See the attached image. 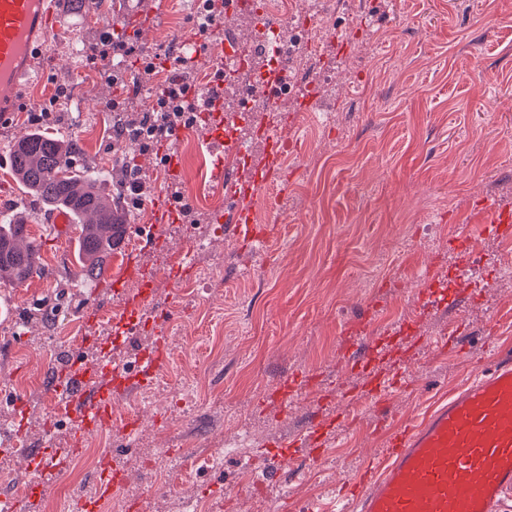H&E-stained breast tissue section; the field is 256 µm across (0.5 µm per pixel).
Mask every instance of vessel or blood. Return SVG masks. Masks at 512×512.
I'll use <instances>...</instances> for the list:
<instances>
[{
  "label": "vessel or blood",
  "mask_w": 512,
  "mask_h": 512,
  "mask_svg": "<svg viewBox=\"0 0 512 512\" xmlns=\"http://www.w3.org/2000/svg\"><path fill=\"white\" fill-rule=\"evenodd\" d=\"M56 8L57 0H0V119L16 111L36 63L46 55V34ZM231 19L245 21L249 33L226 41L222 70L201 94L197 128L215 157L211 180L224 190L220 220L248 240L255 204L267 197L271 188L283 136L267 125L259 136L246 139L229 141L221 132L250 111L255 96L277 106L287 100L282 78L290 56L284 48L269 55L264 43L254 36L258 30L279 33L283 26L280 18L258 7H245L243 0H224L215 25L223 27ZM259 145L264 155L251 179L230 177L224 169V152L248 158ZM142 231L140 250L127 255L115 284L134 275L149 280V267L142 256L156 249L164 232L158 224L145 225ZM148 300L143 293L126 298L122 316L126 333L137 331L138 315ZM175 315L170 306L153 305V350L137 352L129 364L103 359V378L80 368L84 346L80 340L70 347L67 360L49 373L51 393L66 396L67 410L80 427L73 432L68 448L46 447L28 454L27 464L36 476L38 490L52 489L67 459L81 451L84 433L111 424L112 379L130 371L140 383L157 376ZM352 332L347 341L352 362L359 365L373 392L383 395L385 388L373 370L379 350L370 336L368 320L357 322ZM378 455L379 474L356 483L350 499L337 502L338 512H502L506 501L512 499V351L499 352L448 401L436 405L417 423L392 433ZM116 484L110 471L101 470L95 496L70 501L66 512H92L99 503L111 502Z\"/></svg>",
  "instance_id": "vessel-or-blood-1"
}]
</instances>
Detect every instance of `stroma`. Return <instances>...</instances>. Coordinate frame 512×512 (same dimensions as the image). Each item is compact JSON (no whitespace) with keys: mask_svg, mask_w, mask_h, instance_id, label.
Masks as SVG:
<instances>
[{"mask_svg":"<svg viewBox=\"0 0 512 512\" xmlns=\"http://www.w3.org/2000/svg\"><path fill=\"white\" fill-rule=\"evenodd\" d=\"M195 0H164L161 16L144 19L138 44L143 57L174 48L192 33ZM291 21L302 14L317 37L294 59L303 80V112H251L236 130L258 124L299 132L282 157L275 180L283 191L258 204L270 236L263 248H242L218 217L224 192L210 180L213 156L195 127L175 147L183 172L169 184L165 148L116 137L126 116L145 112L154 82L122 87L106 82L91 58L76 55L72 39L94 45L106 28L126 29L127 0H60L66 26L49 47L50 59L28 85L31 105L0 125V211L29 218L40 245V271L19 284L0 281V374L20 381L27 401L17 424L28 450L44 442L48 416L47 369L67 345L47 313L62 312L72 329L82 325L87 299L106 309L95 324L96 344L86 353L114 360L152 345L154 329L121 332L108 313L120 304L107 278H84L76 237L56 239L51 215L15 183L13 149L40 130L81 148V162L98 171L104 193L119 189L125 166L142 170L152 191L188 198L184 223L204 238L196 262L213 267L205 288L192 275L162 274L155 301L177 308L169 330V358L149 408L155 422L125 457L132 477L121 489L137 512H177L197 497L208 512H333L348 482L373 469L384 441L383 423L400 426L444 400L477 371L493 349H512V237H477L482 257L468 272L472 299L459 304L458 255L452 239L460 224L484 209L512 213V0H255ZM77 91L100 109L77 118L60 91ZM429 283L441 299L425 308L417 287ZM377 314L380 367L393 384L386 412L374 411L361 374L345 358L343 330L363 309ZM468 336L471 352L439 354L437 342L452 330ZM314 375L318 387L288 406L275 394L290 378ZM196 385L193 408L174 416L168 396ZM330 423L325 454L313 460L291 440L312 415ZM243 453L224 458L222 478L191 468L236 438ZM288 453V475L263 492L247 474L278 469ZM93 452L65 470L54 489L30 512H58L73 492L95 489Z\"/></svg>","mask_w":512,"mask_h":512,"instance_id":"35a3bbf8","label":"stroma"}]
</instances>
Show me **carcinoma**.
Listing matches in <instances>:
<instances>
[{
	"label": "carcinoma",
	"instance_id": "obj_1",
	"mask_svg": "<svg viewBox=\"0 0 512 512\" xmlns=\"http://www.w3.org/2000/svg\"><path fill=\"white\" fill-rule=\"evenodd\" d=\"M77 144L64 143L35 131L20 139L13 152L12 170L46 204L72 214L81 227L84 275L96 279L103 258L124 224L117 203L97 187V175L76 167ZM39 260L38 245L29 239L27 225L0 216V273L17 282L29 277Z\"/></svg>",
	"mask_w": 512,
	"mask_h": 512
}]
</instances>
